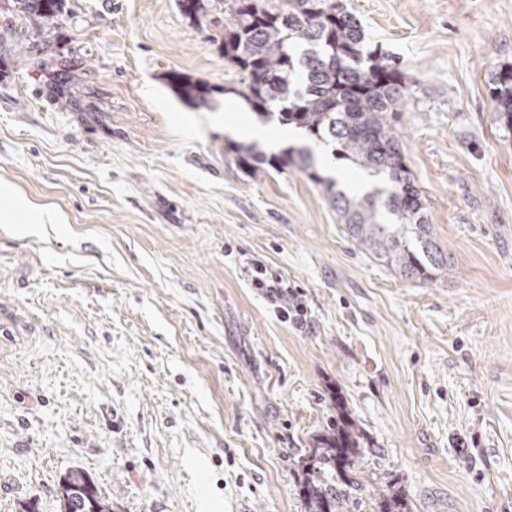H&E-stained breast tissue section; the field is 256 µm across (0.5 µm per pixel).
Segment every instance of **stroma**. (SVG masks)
<instances>
[{"label": "stroma", "mask_w": 512, "mask_h": 512, "mask_svg": "<svg viewBox=\"0 0 512 512\" xmlns=\"http://www.w3.org/2000/svg\"><path fill=\"white\" fill-rule=\"evenodd\" d=\"M399 57L394 121L440 245L438 282L349 240L288 167L245 174L237 71L176 0H65L51 35L0 0V512H59L86 471L113 512H305L302 462L334 406L356 423L365 507L512 512V0H344ZM214 87L194 109L167 76ZM262 124V123H259ZM279 154L288 129L262 124ZM340 189L371 179L328 146ZM57 221L37 236L18 225ZM280 273L303 306L251 287ZM493 98L497 101V112H503L508 126L512 128V70L500 74ZM500 106L504 111L500 110ZM380 501L376 502L373 508L374 512H406L407 503L398 489L390 486L387 492L378 494Z\"/></svg>", "instance_id": "1"}]
</instances>
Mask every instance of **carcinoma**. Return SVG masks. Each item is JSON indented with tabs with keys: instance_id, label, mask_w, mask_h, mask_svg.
<instances>
[{
	"instance_id": "1",
	"label": "carcinoma",
	"mask_w": 512,
	"mask_h": 512,
	"mask_svg": "<svg viewBox=\"0 0 512 512\" xmlns=\"http://www.w3.org/2000/svg\"><path fill=\"white\" fill-rule=\"evenodd\" d=\"M30 24L52 34L64 14V0H16ZM263 0H177L181 14L198 23L224 9V62L241 75L244 98L262 121H277L323 141L333 156L377 180L363 195H349L337 181L315 170L312 149L291 147L271 157L255 142L232 146L248 173L266 164L289 165L316 185L358 248L385 263L406 280L448 278L453 261L437 242L434 225L411 177L391 119L407 104L406 85L396 56L371 46L359 21L335 0H286L278 12ZM169 85L193 108H210L214 87L184 75ZM494 100L512 128V70L500 74ZM354 422L340 410L329 416L316 448L303 466L298 489L306 512H359L360 483L354 478L360 452ZM61 512H112L91 477L79 468L58 482ZM376 512H406L402 493L392 487L377 495Z\"/></svg>"
}]
</instances>
